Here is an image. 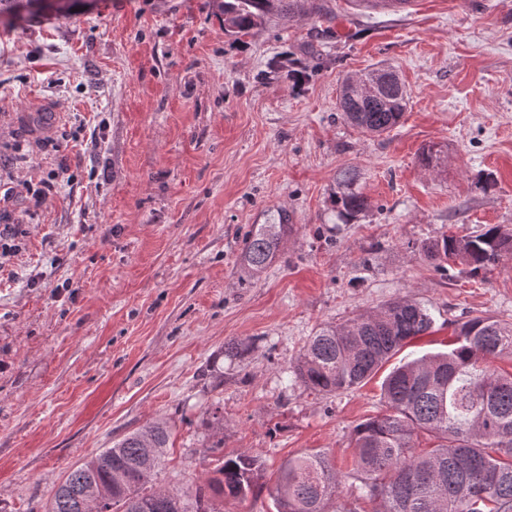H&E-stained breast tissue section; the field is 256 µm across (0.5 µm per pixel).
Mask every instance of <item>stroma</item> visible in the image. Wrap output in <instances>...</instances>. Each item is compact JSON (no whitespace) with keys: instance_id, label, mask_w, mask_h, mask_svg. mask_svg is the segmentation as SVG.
<instances>
[{"instance_id":"1","label":"stroma","mask_w":512,"mask_h":512,"mask_svg":"<svg viewBox=\"0 0 512 512\" xmlns=\"http://www.w3.org/2000/svg\"><path fill=\"white\" fill-rule=\"evenodd\" d=\"M314 3L237 39L218 0H67L0 27V225L23 233L0 266V512H44L72 466L156 421L172 431L156 485L203 481L216 409L225 453L264 464L224 512H276L288 457L347 469L353 427L383 410L377 377L336 395L288 380L320 325L414 299L435 320L415 358L470 318L512 322V260L472 277L420 252L512 234V0ZM275 58L314 72L271 73ZM380 62L410 100L372 137L337 103ZM348 165L372 204L352 224L333 205ZM282 215L283 254L247 278V232Z\"/></svg>"}]
</instances>
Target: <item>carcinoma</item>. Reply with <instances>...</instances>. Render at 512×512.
Instances as JSON below:
<instances>
[{
  "label": "carcinoma",
  "mask_w": 512,
  "mask_h": 512,
  "mask_svg": "<svg viewBox=\"0 0 512 512\" xmlns=\"http://www.w3.org/2000/svg\"><path fill=\"white\" fill-rule=\"evenodd\" d=\"M0 25L12 24L41 0H0ZM224 32L245 36L270 15L290 17L304 0H222ZM410 93L398 73L378 65L345 75L338 112L368 135L395 128ZM441 150L419 155L436 172ZM360 174H339L334 205L344 224L371 208L358 188ZM293 225L257 224L239 256L241 270L258 278L280 256ZM439 268L464 265L473 276L486 274L512 257V234L492 227L479 234L444 235L423 246ZM434 318L423 304L397 298L376 310L340 323H326L309 337L291 365L295 380L309 390L332 395L360 387L415 338L430 332ZM512 356V322L474 317L454 329L448 350L405 361L381 385L385 413L354 426L351 467L336 469L328 453L314 451L286 459L270 489L277 512H329L342 485L351 502L337 512H362L363 501H378L382 512H512V373L490 366ZM218 436L213 476L184 493L148 489L170 440L165 422L125 435L99 455L74 468L46 512H213L211 498L244 499L254 493L261 460L249 453L224 454V417L213 414ZM432 436L430 448L414 437Z\"/></svg>",
  "instance_id": "1"
}]
</instances>
